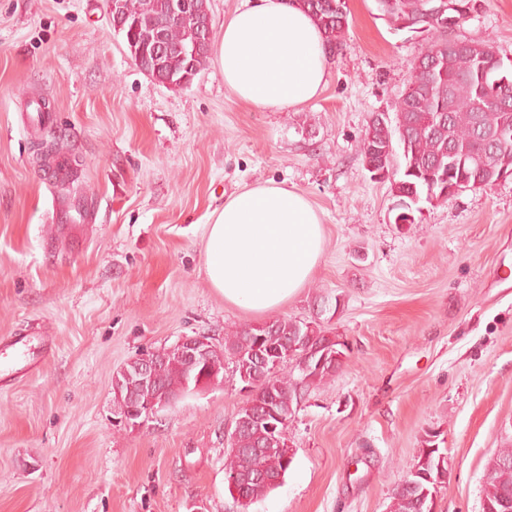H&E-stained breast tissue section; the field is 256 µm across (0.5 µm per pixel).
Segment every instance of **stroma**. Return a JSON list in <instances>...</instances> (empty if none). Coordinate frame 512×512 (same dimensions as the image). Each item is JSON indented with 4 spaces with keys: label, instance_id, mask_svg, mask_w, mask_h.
I'll use <instances>...</instances> for the list:
<instances>
[{
    "label": "stroma",
    "instance_id": "35a3bbf8",
    "mask_svg": "<svg viewBox=\"0 0 512 512\" xmlns=\"http://www.w3.org/2000/svg\"><path fill=\"white\" fill-rule=\"evenodd\" d=\"M346 6L321 93L273 110L239 100L214 58L186 87L159 84L108 0H0V344L49 345L38 372L0 381V512H238L224 476L238 374L137 429L112 379L139 351L261 323L210 286L203 245L231 194L268 181L302 192L324 233L274 314L308 320L325 298L349 350L298 406L293 465L251 512H389L429 439L450 461L439 512H482L486 465L512 444V179L397 228L357 146L430 36L391 29L375 0ZM449 36L512 62V0H475ZM57 198L79 208L78 240L55 230Z\"/></svg>",
    "mask_w": 512,
    "mask_h": 512
}]
</instances>
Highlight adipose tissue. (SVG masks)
Segmentation results:
<instances>
[{
	"label": "adipose tissue",
	"mask_w": 512,
	"mask_h": 512,
	"mask_svg": "<svg viewBox=\"0 0 512 512\" xmlns=\"http://www.w3.org/2000/svg\"><path fill=\"white\" fill-rule=\"evenodd\" d=\"M324 35L291 0H245L224 22V83L261 108L306 104L327 73ZM324 245L305 195L272 183L225 201L206 233L204 272L225 302L254 313L279 307L310 280Z\"/></svg>",
	"instance_id": "ef3b65f1"
}]
</instances>
